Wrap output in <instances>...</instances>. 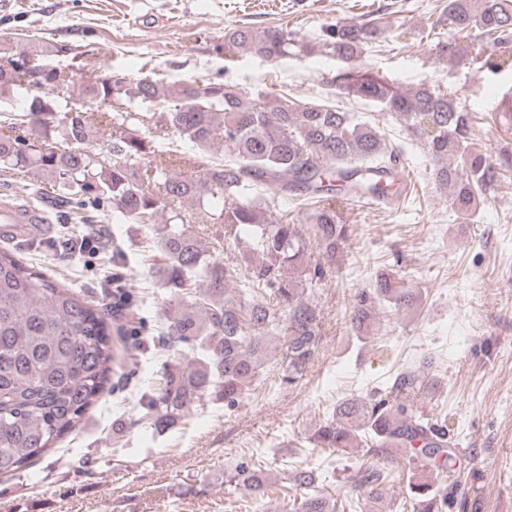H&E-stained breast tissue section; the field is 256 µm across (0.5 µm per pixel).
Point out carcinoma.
I'll list each match as a JSON object with an SVG mask.
<instances>
[{"label":"carcinoma","mask_w":512,"mask_h":512,"mask_svg":"<svg viewBox=\"0 0 512 512\" xmlns=\"http://www.w3.org/2000/svg\"><path fill=\"white\" fill-rule=\"evenodd\" d=\"M448 37L438 54L477 73L512 72V0H448ZM402 38L379 18L336 20L319 45L344 67L332 85L392 115L405 139L329 104L271 99L228 83L172 86L150 75L111 72L75 85V71L33 63L25 52L0 57V98L25 100L0 126V169L34 171L56 187L53 204L88 201L112 207L117 224H136L154 240L155 273L181 305L165 318L170 351L145 394L147 418L164 433L210 406L234 410L260 384L272 354L282 380L296 385L320 339L311 294L347 248L350 225L338 205L379 197L394 188L407 145L427 150L435 184L450 190L456 213L472 216L500 168L474 147V112L455 92L422 83L410 91L361 71L359 59L384 36ZM239 48L267 59L307 53L315 45L276 28H237L218 50ZM40 79H28L29 69ZM83 112L70 115L76 102ZM95 124L108 143L90 140ZM192 150L171 149L173 138ZM297 197L312 206L303 223L271 206L269 197ZM222 224L236 260L213 255L192 230ZM412 271L378 270L373 287L353 295L347 330L366 341L382 301L408 314L422 302ZM133 292L115 291L112 310L87 301L20 257L0 250V475H15L75 431L121 369L116 338L134 336L113 323ZM435 372L434 358L397 372L365 395L336 401L311 431L293 440L304 453L362 454L349 489L329 494L316 473L295 468L288 512H456L468 503L457 490L474 470L457 467L448 415L418 409ZM264 458L237 465L225 482L257 503L269 494ZM447 473L440 488L434 471Z\"/></svg>","instance_id":"obj_1"}]
</instances>
